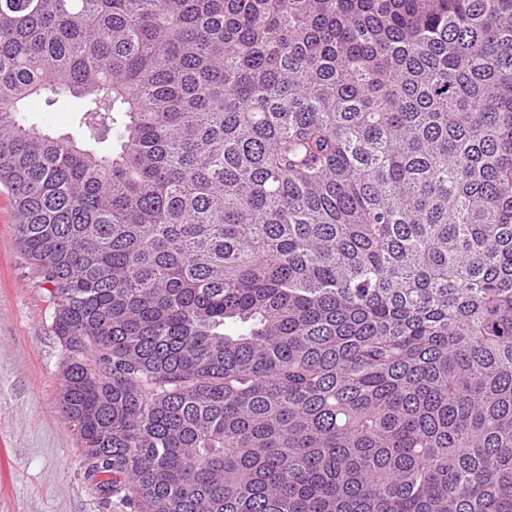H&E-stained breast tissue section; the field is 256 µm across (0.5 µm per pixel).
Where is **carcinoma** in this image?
<instances>
[{
  "mask_svg": "<svg viewBox=\"0 0 512 512\" xmlns=\"http://www.w3.org/2000/svg\"><path fill=\"white\" fill-rule=\"evenodd\" d=\"M0 185L102 495L512 512V0H0ZM78 106L79 101L72 98L48 108L45 105V99L41 98L32 102L26 111H28L27 114L32 122L49 124L56 130L74 134L73 111L77 109ZM47 109H51L52 112H45Z\"/></svg>",
  "mask_w": 512,
  "mask_h": 512,
  "instance_id": "obj_1",
  "label": "carcinoma"
}]
</instances>
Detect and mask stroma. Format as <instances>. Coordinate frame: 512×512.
Listing matches in <instances>:
<instances>
[{"instance_id":"obj_1","label":"stroma","mask_w":512,"mask_h":512,"mask_svg":"<svg viewBox=\"0 0 512 512\" xmlns=\"http://www.w3.org/2000/svg\"><path fill=\"white\" fill-rule=\"evenodd\" d=\"M46 287L21 260L0 186V512H136L101 498L59 408L65 352L50 331Z\"/></svg>"}]
</instances>
